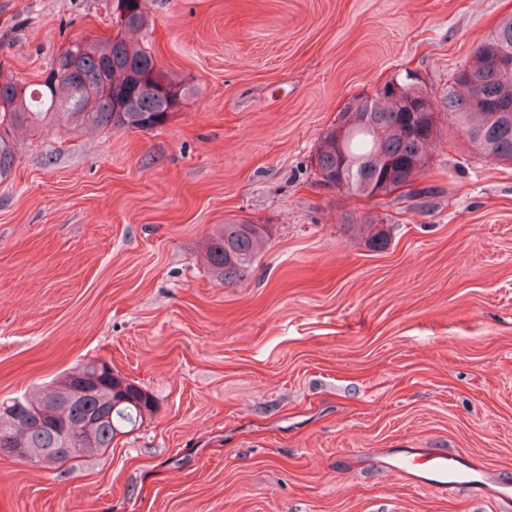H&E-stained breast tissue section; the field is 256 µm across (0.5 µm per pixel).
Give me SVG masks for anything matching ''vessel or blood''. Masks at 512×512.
<instances>
[{"mask_svg": "<svg viewBox=\"0 0 512 512\" xmlns=\"http://www.w3.org/2000/svg\"><path fill=\"white\" fill-rule=\"evenodd\" d=\"M381 466L402 475L416 488H428L442 493L465 489L471 494L487 492L502 503H512V484L502 481L486 467L464 463L456 453L436 452L425 448H401L389 451Z\"/></svg>", "mask_w": 512, "mask_h": 512, "instance_id": "1", "label": "vessel or blood"}]
</instances>
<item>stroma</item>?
Here are the masks:
<instances>
[{"instance_id":"obj_1","label":"stroma","mask_w":512,"mask_h":512,"mask_svg":"<svg viewBox=\"0 0 512 512\" xmlns=\"http://www.w3.org/2000/svg\"><path fill=\"white\" fill-rule=\"evenodd\" d=\"M114 0H0V59L34 84L117 34ZM183 88L149 131H17L0 183V401L92 358L157 409L111 448L0 454V512H502L410 486L386 448L461 453L512 482V164L441 119L418 197L325 188L345 104L405 72L443 102L512 0H145ZM383 225L384 247L350 223ZM266 239L241 283L205 244ZM265 233L259 224L230 222L212 235L206 260L216 280L225 284L241 281L259 258Z\"/></svg>"}]
</instances>
